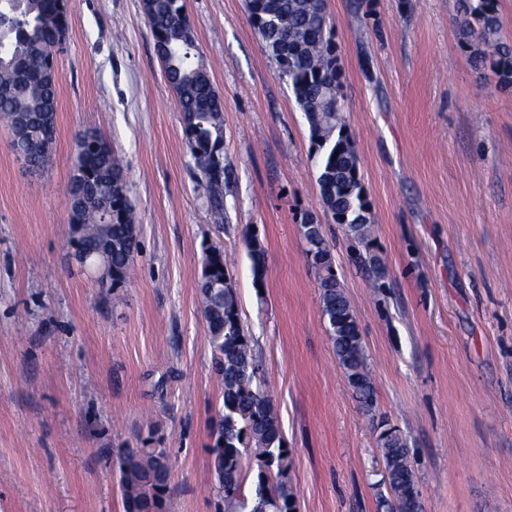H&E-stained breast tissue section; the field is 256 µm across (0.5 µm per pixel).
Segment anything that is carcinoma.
I'll return each instance as SVG.
<instances>
[{
	"mask_svg": "<svg viewBox=\"0 0 512 512\" xmlns=\"http://www.w3.org/2000/svg\"><path fill=\"white\" fill-rule=\"evenodd\" d=\"M458 27L470 59L485 76L512 87V42L503 36L498 0H458ZM250 22L291 89L316 148L317 178L327 211L355 241L370 236L367 193L359 175L354 142L346 133L340 62L334 22L324 0H251ZM148 24L156 51H164V72L183 116L187 147L207 192L217 224L224 223V99L200 61L199 47L186 22L185 0H154ZM69 28L67 0H0V121L14 155L32 168L51 161L56 140L57 86L54 51L63 48ZM76 147V162L66 188L72 256L103 267V288L130 278L140 247V227L128 192H112V181H126L112 146L100 135ZM318 261L321 315L338 364L353 395L370 415L377 392L368 368L364 339L343 286L332 272V247L323 226L306 231ZM254 286H264L265 248L256 235L246 239ZM200 308L207 325L214 368L222 383L223 405L209 446L214 486L224 512H293L288 486L292 465L277 409L264 389V373L252 336L239 314V297L224 251H204L198 280ZM389 468V512H423L421 491L409 451L397 430L378 438ZM257 461L252 495L245 494L244 464ZM125 512H168L169 455L164 448L117 452Z\"/></svg>",
	"mask_w": 512,
	"mask_h": 512,
	"instance_id": "cac0c4a2",
	"label": "carcinoma"
}]
</instances>
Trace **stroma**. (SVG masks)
I'll return each instance as SVG.
<instances>
[{
	"mask_svg": "<svg viewBox=\"0 0 512 512\" xmlns=\"http://www.w3.org/2000/svg\"><path fill=\"white\" fill-rule=\"evenodd\" d=\"M344 117L371 203L363 247L320 196L308 123L245 0H186L224 98V225L187 148L142 0H68L51 164L0 124V512H123L112 455L170 456L169 512H221L208 446L222 405L197 282L223 248L292 454L297 512H385L378 420L407 443L423 512H512V88L474 68L458 0H325ZM112 145L140 224L122 288L72 257L76 140ZM322 224L377 389L352 394L299 226ZM266 249L263 294L246 235Z\"/></svg>",
	"mask_w": 512,
	"mask_h": 512,
	"instance_id": "stroma-1",
	"label": "stroma"
}]
</instances>
